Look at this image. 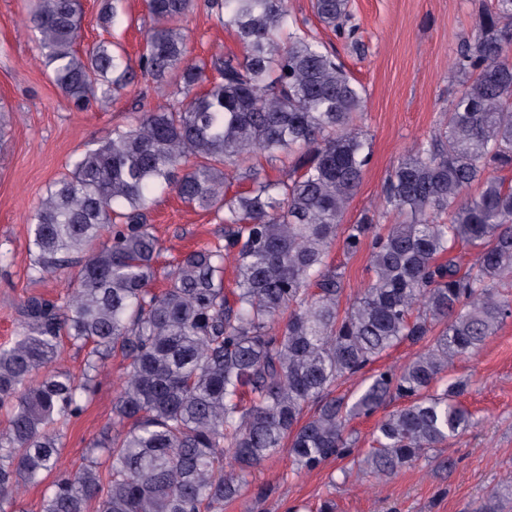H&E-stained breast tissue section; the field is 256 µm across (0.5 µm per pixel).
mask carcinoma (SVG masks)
Wrapping results in <instances>:
<instances>
[{
	"instance_id": "1",
	"label": "carcinoma",
	"mask_w": 512,
	"mask_h": 512,
	"mask_svg": "<svg viewBox=\"0 0 512 512\" xmlns=\"http://www.w3.org/2000/svg\"><path fill=\"white\" fill-rule=\"evenodd\" d=\"M347 0H313L346 35ZM196 0H147L152 25L139 72L181 98L139 113L78 149L31 216V275L80 254L66 300L31 296L14 339L0 344V512H24L22 486L46 484L42 512H224L253 470L288 447L293 471L359 460L391 477L474 425L435 386L512 318V0H495L454 62L458 96L441 130L417 142L382 191L386 232L373 215L342 225L371 160L356 125L365 92L336 51L303 30L288 0H212L242 56L189 58ZM120 0L99 19L114 23ZM80 0H34L26 16L54 85L78 110L126 89L136 71L110 41L84 53ZM294 156L273 178L253 159ZM475 193H470L471 189ZM224 224V244L185 254L151 287L159 248L143 215L157 193ZM342 237L370 251L367 285L341 306L344 272L328 262ZM477 262L462 269L456 249ZM236 270L224 289V265ZM426 341L408 364L366 375L397 345ZM86 351L77 378L53 368L65 346ZM128 361L113 433L77 467L59 466L60 429L80 416L112 355ZM359 388L333 395L341 381ZM393 399L366 452L347 430ZM317 404L305 416V408ZM475 512H512V483Z\"/></svg>"
}]
</instances>
